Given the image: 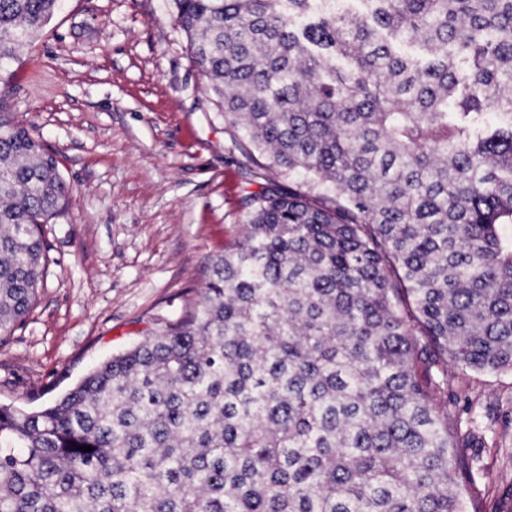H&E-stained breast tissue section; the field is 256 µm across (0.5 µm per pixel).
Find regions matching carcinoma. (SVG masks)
<instances>
[{
  "label": "carcinoma",
  "instance_id": "cac0c4a2",
  "mask_svg": "<svg viewBox=\"0 0 512 512\" xmlns=\"http://www.w3.org/2000/svg\"><path fill=\"white\" fill-rule=\"evenodd\" d=\"M59 2L0 0V78ZM166 2L288 184L245 197L184 318L0 406V512H464L421 373L512 369V0ZM67 194L0 118V335Z\"/></svg>",
  "mask_w": 512,
  "mask_h": 512
}]
</instances>
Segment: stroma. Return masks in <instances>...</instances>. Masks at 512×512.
Segmentation results:
<instances>
[{
	"instance_id": "stroma-1",
	"label": "stroma",
	"mask_w": 512,
	"mask_h": 512,
	"mask_svg": "<svg viewBox=\"0 0 512 512\" xmlns=\"http://www.w3.org/2000/svg\"><path fill=\"white\" fill-rule=\"evenodd\" d=\"M11 69L7 114L69 187L44 227L46 281L0 338V405L35 409L183 318L266 179L232 148L165 0H64ZM438 398L465 512H512V370L449 366Z\"/></svg>"
}]
</instances>
